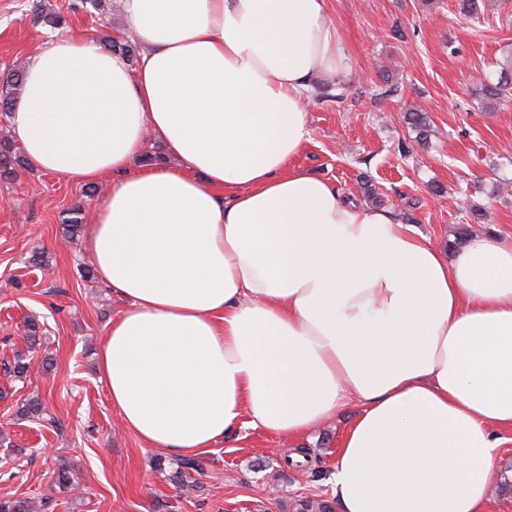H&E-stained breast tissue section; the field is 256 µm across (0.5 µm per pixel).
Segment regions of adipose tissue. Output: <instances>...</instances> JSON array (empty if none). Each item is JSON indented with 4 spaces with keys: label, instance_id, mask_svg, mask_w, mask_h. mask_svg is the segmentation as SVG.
<instances>
[{
    "label": "adipose tissue",
    "instance_id": "ef3b65f1",
    "mask_svg": "<svg viewBox=\"0 0 512 512\" xmlns=\"http://www.w3.org/2000/svg\"><path fill=\"white\" fill-rule=\"evenodd\" d=\"M136 65L88 38L28 55V164L111 175L84 248L125 308L98 375L169 458L241 427L294 439L356 402L336 512H486L512 429V240L454 256L291 166L348 60L327 0H122ZM176 162H143L147 136Z\"/></svg>",
    "mask_w": 512,
    "mask_h": 512
}]
</instances>
